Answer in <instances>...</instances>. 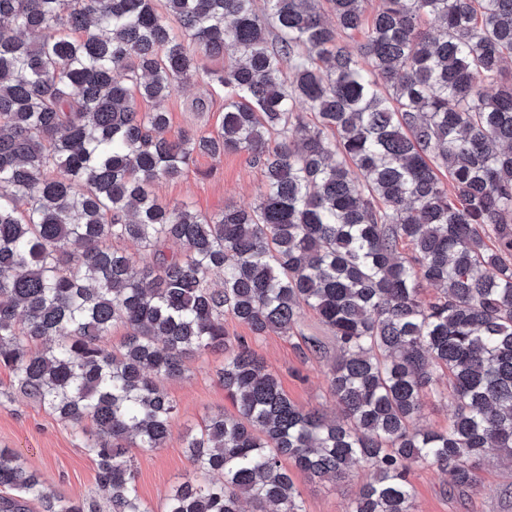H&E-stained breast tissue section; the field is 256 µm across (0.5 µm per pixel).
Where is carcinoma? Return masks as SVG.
I'll use <instances>...</instances> for the list:
<instances>
[{"instance_id": "cac0c4a2", "label": "carcinoma", "mask_w": 512, "mask_h": 512, "mask_svg": "<svg viewBox=\"0 0 512 512\" xmlns=\"http://www.w3.org/2000/svg\"><path fill=\"white\" fill-rule=\"evenodd\" d=\"M262 2L0 0V366L84 434L111 512H152L127 449L164 447L158 381L217 350L237 414L182 437L192 476L164 512H305L295 469L367 470L349 512H417L416 468L477 493L485 457L512 462V0ZM197 79L223 94L221 132L170 139L160 103ZM242 151L252 207L151 191ZM226 313L300 338L336 413L291 401ZM443 376L453 416L419 429ZM0 487V512H93L2 448Z\"/></svg>"}]
</instances>
